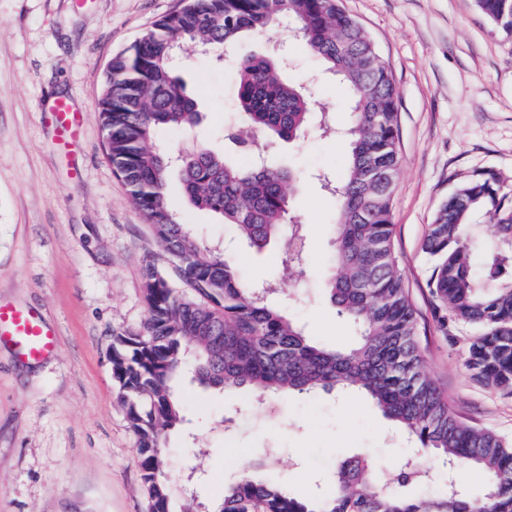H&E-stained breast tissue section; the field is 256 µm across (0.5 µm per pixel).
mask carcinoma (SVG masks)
Instances as JSON below:
<instances>
[{"label": "carcinoma", "mask_w": 512, "mask_h": 512, "mask_svg": "<svg viewBox=\"0 0 512 512\" xmlns=\"http://www.w3.org/2000/svg\"><path fill=\"white\" fill-rule=\"evenodd\" d=\"M476 5L512 36V0ZM285 18L349 98L347 128L336 132L324 114L319 121L323 135L349 141L346 174L340 182L321 174L318 180L336 197L334 251L324 281L330 304L356 328L350 349L306 336L274 300H292L300 289L245 281L220 245L181 223L165 193L168 173L178 171L191 206L220 216L250 247L262 251L274 242L288 265L305 264L306 234L290 216L300 171L264 161L240 165L205 145L178 156L157 140L161 128L188 130L199 122L198 102L177 75L174 54L231 51L247 37L278 36ZM234 72L238 110L250 132L283 141L304 136L316 105L314 86L290 79L274 48L241 57ZM100 112L107 159L169 261L166 270L146 265L145 323L137 334L113 335L110 355L137 439L148 512H170L162 445L165 432L184 420L176 394L183 377L222 394L250 387L260 405L287 394L361 392L415 447L456 469L476 468L488 480L478 500L417 458L403 460L389 482L371 456L359 454L336 466L333 494L319 487L305 499L245 469L224 486L214 512H512V441L460 419L425 371L391 223L400 166L396 85L339 0H189L112 59ZM478 214L496 235L476 277L470 249ZM422 250L431 261L427 285L438 310L475 331L468 367L486 385L511 392L512 191L499 174L462 179L434 213ZM419 485L441 489L431 498L405 493Z\"/></svg>", "instance_id": "obj_1"}]
</instances>
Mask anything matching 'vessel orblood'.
Instances as JSON below:
<instances>
[{"mask_svg":"<svg viewBox=\"0 0 512 512\" xmlns=\"http://www.w3.org/2000/svg\"><path fill=\"white\" fill-rule=\"evenodd\" d=\"M51 112L58 139L65 142L75 137L81 113L62 99L52 105ZM0 335L11 339L31 361L47 357L57 346L55 333L35 311L14 305L0 304Z\"/></svg>","mask_w":512,"mask_h":512,"instance_id":"1","label":"vessel or blood"}]
</instances>
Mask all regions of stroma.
Returning a JSON list of instances; mask_svg holds the SVG:
<instances>
[{"instance_id":"1","label":"stroma","mask_w":512,"mask_h":512,"mask_svg":"<svg viewBox=\"0 0 512 512\" xmlns=\"http://www.w3.org/2000/svg\"><path fill=\"white\" fill-rule=\"evenodd\" d=\"M389 64L398 91L401 165L392 201L394 244L415 308L425 369L466 422L512 440V394L484 386L466 366L473 329L441 326L421 250L432 216L463 176L492 170L512 187V36L496 30L475 0H341ZM184 0H0V302L36 311L58 338L54 353L30 362L0 342V512H147L136 437L116 398L109 353L117 332L147 316L143 269L166 266L150 224L105 154L99 100L112 58ZM290 76L316 77L317 109L346 127L339 84L319 61L289 47ZM179 73L202 113L190 132L160 129L172 150L224 147L238 127L232 65L189 57ZM67 100L83 112L82 134L60 145L48 109ZM300 170L291 211L306 227L303 273L286 271L276 246L257 252L223 221L189 207L178 176L167 197L194 232L225 243L240 276L301 283L288 314L336 348L354 340L323 291L333 251L336 200L320 174L341 178L343 138L309 130L300 140L264 142ZM184 423L164 446L178 489L172 512L194 496L209 512L239 462L253 476L305 498L353 454L394 475L411 450L363 397L292 395L276 409L241 411L253 393L223 395L183 380Z\"/></svg>"}]
</instances>
